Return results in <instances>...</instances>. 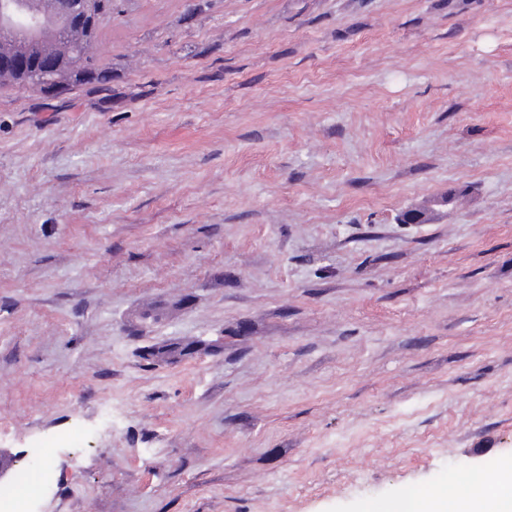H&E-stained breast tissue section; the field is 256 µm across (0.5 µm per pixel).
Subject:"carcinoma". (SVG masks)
Returning <instances> with one entry per match:
<instances>
[{"instance_id": "cac0c4a2", "label": "carcinoma", "mask_w": 512, "mask_h": 512, "mask_svg": "<svg viewBox=\"0 0 512 512\" xmlns=\"http://www.w3.org/2000/svg\"><path fill=\"white\" fill-rule=\"evenodd\" d=\"M111 12L112 0H87L85 16L79 21L71 18L63 21L55 13L44 16V33L39 40L1 37V58L23 55L33 60L48 51L56 56L58 67L53 78L43 80L29 68L8 66L0 70V89H36L59 97L79 86L102 83L105 74L91 48L98 38L101 23Z\"/></svg>"}]
</instances>
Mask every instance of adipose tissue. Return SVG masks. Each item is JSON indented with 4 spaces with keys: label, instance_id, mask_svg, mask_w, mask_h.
I'll return each mask as SVG.
<instances>
[{
    "label": "adipose tissue",
    "instance_id": "1",
    "mask_svg": "<svg viewBox=\"0 0 512 512\" xmlns=\"http://www.w3.org/2000/svg\"><path fill=\"white\" fill-rule=\"evenodd\" d=\"M387 512H512V466L481 479L478 488L465 489L462 481L436 491H418L391 501Z\"/></svg>",
    "mask_w": 512,
    "mask_h": 512
}]
</instances>
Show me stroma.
Here are the masks:
<instances>
[{
    "instance_id": "35a3bbf8",
    "label": "stroma",
    "mask_w": 512,
    "mask_h": 512,
    "mask_svg": "<svg viewBox=\"0 0 512 512\" xmlns=\"http://www.w3.org/2000/svg\"><path fill=\"white\" fill-rule=\"evenodd\" d=\"M98 49L0 90L31 512H373L512 462V0H116Z\"/></svg>"
}]
</instances>
